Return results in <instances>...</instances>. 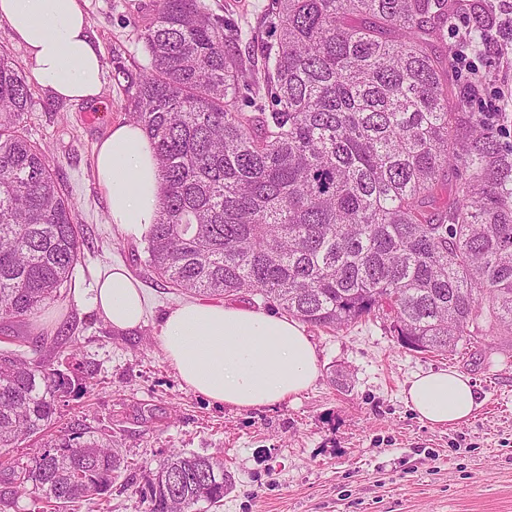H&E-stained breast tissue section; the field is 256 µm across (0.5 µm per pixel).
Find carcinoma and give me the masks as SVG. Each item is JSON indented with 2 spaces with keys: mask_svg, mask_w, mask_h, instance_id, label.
Listing matches in <instances>:
<instances>
[{
  "mask_svg": "<svg viewBox=\"0 0 512 512\" xmlns=\"http://www.w3.org/2000/svg\"><path fill=\"white\" fill-rule=\"evenodd\" d=\"M276 42L201 0H157L137 27L145 63L128 115L154 142L162 181L148 267L189 294L258 296L301 322L390 320L402 347L449 353L512 336V114L470 112L432 55L450 0H271ZM473 22L468 42L483 49ZM256 111L244 112L239 84ZM32 93L0 50V315L36 317L72 283L82 244L45 152L24 134ZM69 337L0 350V449L39 436L71 393L55 360ZM112 440L77 432L0 470V504L32 483L59 509L110 493ZM224 465L172 453L140 491L148 512L216 505Z\"/></svg>",
  "mask_w": 512,
  "mask_h": 512,
  "instance_id": "cac0c4a2",
  "label": "carcinoma"
}]
</instances>
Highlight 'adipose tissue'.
Returning a JSON list of instances; mask_svg holds the SVG:
<instances>
[{
	"mask_svg": "<svg viewBox=\"0 0 512 512\" xmlns=\"http://www.w3.org/2000/svg\"><path fill=\"white\" fill-rule=\"evenodd\" d=\"M85 0H0V23L26 50L36 79L75 103L96 99L105 73L92 40ZM94 174L109 201V221L141 240L158 218L161 179L154 146L133 123L112 126L95 149ZM93 304L113 330L136 329L145 297L122 267L95 280ZM160 343L181 382L212 403L267 407L306 391L318 376L314 345L300 325L272 312L192 302L162 318ZM405 400L420 421L447 427L479 406L469 377L453 369L416 377Z\"/></svg>",
	"mask_w": 512,
	"mask_h": 512,
	"instance_id": "1",
	"label": "adipose tissue"
}]
</instances>
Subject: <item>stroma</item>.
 Here are the masks:
<instances>
[{
	"label": "stroma",
	"instance_id": "35a3bbf8",
	"mask_svg": "<svg viewBox=\"0 0 512 512\" xmlns=\"http://www.w3.org/2000/svg\"><path fill=\"white\" fill-rule=\"evenodd\" d=\"M237 23L253 50L272 42L268 0H204ZM155 0H86L93 38L105 68L97 102L76 106L30 81L25 128L51 158L54 173L85 231L83 255L70 290L40 317H0V347L34 348L47 329L68 328L77 360L92 385L59 405L44 437L0 455V464L29 459L64 431L111 438L127 467L99 501L67 512H146L138 493L171 452L223 463L232 486L222 506L192 512H512V342L482 336L451 353L403 348L387 320L374 318L331 331L304 326L318 357V377L298 397L260 409L217 406L184 387L158 341L159 319L186 296L157 285L145 267L144 241H129L109 222V203L94 176L95 147L128 119L127 78L114 69L144 63L136 27ZM473 109L497 103L512 87V60L499 51L472 54L448 79L470 88ZM124 265L140 282L147 320L117 332L91 308L98 271ZM454 368L470 377L480 406L467 422L433 428L405 402L415 376ZM344 382H335L336 374Z\"/></svg>",
	"mask_w": 512,
	"mask_h": 512
}]
</instances>
